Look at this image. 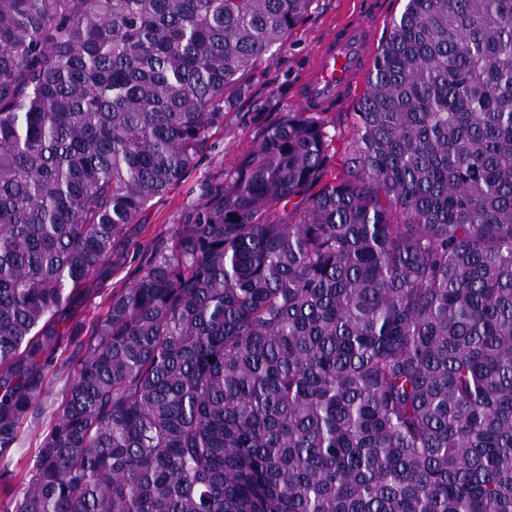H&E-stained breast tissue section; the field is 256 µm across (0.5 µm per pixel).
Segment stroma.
Returning a JSON list of instances; mask_svg holds the SVG:
<instances>
[{"instance_id": "1", "label": "stroma", "mask_w": 512, "mask_h": 512, "mask_svg": "<svg viewBox=\"0 0 512 512\" xmlns=\"http://www.w3.org/2000/svg\"><path fill=\"white\" fill-rule=\"evenodd\" d=\"M403 7L404 0H315L311 11L280 50L255 65L250 75V96L240 99L229 111L223 127L211 130L187 185L177 186L154 199L136 223L129 225L125 241L113 256L110 272L101 283V296L92 298L85 307L87 320L104 315V294L128 286L144 256L168 239L184 221L196 202L195 195L187 191L188 184L220 170L232 172L240 158L254 148L258 127L279 113L295 110L296 92L314 51L337 23L350 16H368L373 29L371 45L376 48ZM77 364L74 356L63 363L50 385L49 409L38 420L24 425L20 447L0 456V481L9 482L32 465L38 437L53 422L52 407L61 402Z\"/></svg>"}]
</instances>
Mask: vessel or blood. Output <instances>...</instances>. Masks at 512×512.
I'll return each mask as SVG.
<instances>
[{
	"mask_svg": "<svg viewBox=\"0 0 512 512\" xmlns=\"http://www.w3.org/2000/svg\"><path fill=\"white\" fill-rule=\"evenodd\" d=\"M367 45V34L360 26L345 23L334 30L319 45L301 85V109L323 111L351 90L367 64Z\"/></svg>",
	"mask_w": 512,
	"mask_h": 512,
	"instance_id": "b4317fda",
	"label": "vessel or blood"
}]
</instances>
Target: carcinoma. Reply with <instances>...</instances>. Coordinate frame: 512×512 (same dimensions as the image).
I'll return each mask as SVG.
<instances>
[{
    "mask_svg": "<svg viewBox=\"0 0 512 512\" xmlns=\"http://www.w3.org/2000/svg\"><path fill=\"white\" fill-rule=\"evenodd\" d=\"M314 0H0V512H512V0H405L349 136L260 126L85 329ZM69 356H71V350L61 356V360L67 359V361L61 365L50 385L48 404H53V406L47 408L35 422L24 425L22 428L23 443L19 448H13L7 454L0 456V487L1 484L10 482L13 489H18L19 478L12 477L17 473H24L26 468L32 465L38 437L42 433H46L53 422V411L63 399L70 375L78 367L79 357L74 355L68 358Z\"/></svg>",
    "mask_w": 512,
    "mask_h": 512,
    "instance_id": "carcinoma-1",
    "label": "carcinoma"
}]
</instances>
